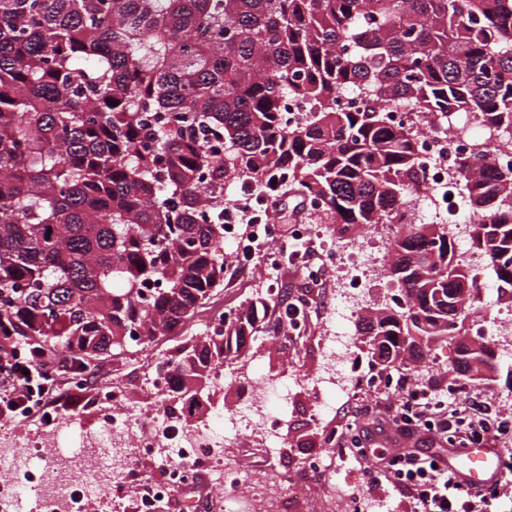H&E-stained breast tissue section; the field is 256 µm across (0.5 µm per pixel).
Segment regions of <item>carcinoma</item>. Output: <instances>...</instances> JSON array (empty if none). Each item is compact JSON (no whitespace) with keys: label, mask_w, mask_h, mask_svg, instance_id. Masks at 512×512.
<instances>
[{"label":"carcinoma","mask_w":512,"mask_h":512,"mask_svg":"<svg viewBox=\"0 0 512 512\" xmlns=\"http://www.w3.org/2000/svg\"><path fill=\"white\" fill-rule=\"evenodd\" d=\"M364 95L353 109L340 94ZM305 103L288 118V98ZM115 105H110V102ZM410 104L472 112L499 148L459 156L472 242L512 306V0H0V351L143 350L192 319L224 279V184L296 186L347 237L398 221L393 306L361 321L372 360L451 371L494 351L468 339L480 270L439 224L406 219L421 192ZM175 125L137 154L144 113ZM273 293L156 367L191 384L252 340Z\"/></svg>","instance_id":"cac0c4a2"}]
</instances>
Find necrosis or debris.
I'll list each match as a JSON object with an SVG mask.
<instances>
[{"mask_svg":"<svg viewBox=\"0 0 512 512\" xmlns=\"http://www.w3.org/2000/svg\"><path fill=\"white\" fill-rule=\"evenodd\" d=\"M394 118L420 129L418 149L426 184L438 187L456 183L454 162L470 147V133L477 124L474 114L451 112L429 127L420 114L401 106L395 109ZM383 230V225H373L358 241L345 244L330 255L327 270L351 272L363 281L377 274V262L361 244L379 237ZM356 315L354 294L338 293L331 309L338 327L323 341L325 362L311 377L314 385L338 381L346 391H353V339L347 326ZM176 388L170 376L147 373L144 392L157 402L149 411L111 382L87 390L82 405L95 413L97 424L91 430H78L79 445L73 453L44 450L45 438L58 439L75 428L73 419L51 418L40 441L24 437L16 427L1 429L0 512H21L17 482L29 476L34 479L30 491L35 512H82V498L98 497L118 484L141 489L142 494L118 499L114 512H158L167 493L193 484L196 474L214 466L235 474L243 487L242 492L225 497L224 512H278L282 501L307 495L305 477L278 475L269 468L248 469L237 457L238 450L258 441L271 451L280 447L268 404L273 400L287 404L288 391L282 383L265 380L252 384L249 401L225 411V429L220 433L208 423L184 421L179 410L163 406V399L175 395ZM156 455L162 458L164 479L143 485L134 460Z\"/></svg>","mask_w":512,"mask_h":512,"instance_id":"1","label":"necrosis or debris"}]
</instances>
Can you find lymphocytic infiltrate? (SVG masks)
Returning a JSON list of instances; mask_svg holds the SVG:
<instances>
[{
  "mask_svg": "<svg viewBox=\"0 0 512 512\" xmlns=\"http://www.w3.org/2000/svg\"><path fill=\"white\" fill-rule=\"evenodd\" d=\"M258 200L269 209L277 205L279 197L268 193ZM258 200L250 195L239 196L237 203L224 213L230 234L239 239L236 262L241 270L263 257L270 239L286 237L295 242L302 239L299 229L249 219L248 213ZM75 368L74 358L58 357L48 349H39L34 357L28 356L22 347L1 352L0 420L9 424L31 420L34 408L55 393L56 377ZM398 389L399 399L390 414V423L401 450L391 457L378 456V480L390 483L395 491L412 498L414 512H498V486H491L485 492L471 491L440 465L439 447L448 439H455L463 448L489 439L492 426L489 417L448 405L449 396L466 394V387L458 385L449 391L426 387L406 375ZM423 435L435 441L436 451L414 448V441Z\"/></svg>",
  "mask_w": 512,
  "mask_h": 512,
  "instance_id": "f902f5d3",
  "label": "lymphocytic infiltrate"
}]
</instances>
